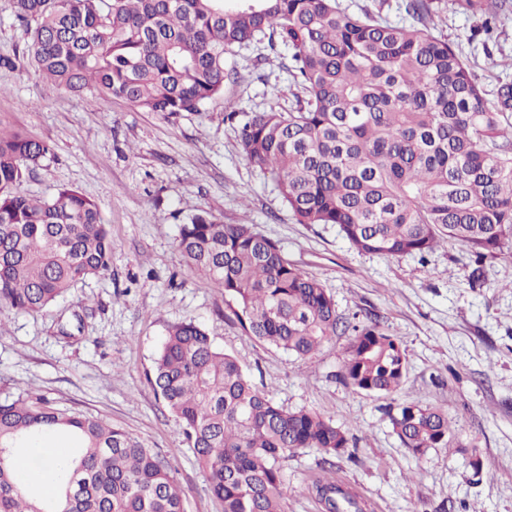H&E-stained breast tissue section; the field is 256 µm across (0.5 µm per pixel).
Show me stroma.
I'll return each mask as SVG.
<instances>
[{"label": "stroma", "instance_id": "1", "mask_svg": "<svg viewBox=\"0 0 512 512\" xmlns=\"http://www.w3.org/2000/svg\"><path fill=\"white\" fill-rule=\"evenodd\" d=\"M476 25L448 11L435 33L468 59L492 101L501 82H512V15H498L488 33ZM28 40L13 0H0V57L13 62L0 67V131L51 148L21 190L48 198L69 186L94 199L112 234V267L46 310L0 313V402L41 397L107 418L167 455L184 512H221L149 382L168 327L192 321L276 404L317 411L356 437L350 457L327 460L306 448L281 460L285 512H326L313 491L319 482L348 491L363 512H512V256L478 266L460 247L424 260L366 254L336 226L296 223L224 120L228 101L246 112L293 106L284 61L267 43L227 55L241 78L205 111L166 116L57 89L29 65ZM198 209L253 225L320 281L344 320L372 318L397 336L409 360L402 387L385 397L346 385V337L299 358L247 334L232 303L176 249L179 224ZM404 401L446 410L460 449L404 448L387 416ZM471 448L481 470L468 464Z\"/></svg>", "mask_w": 512, "mask_h": 512}]
</instances>
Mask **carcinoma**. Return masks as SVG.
I'll use <instances>...</instances> for the list:
<instances>
[{
    "label": "carcinoma",
    "instance_id": "carcinoma-1",
    "mask_svg": "<svg viewBox=\"0 0 512 512\" xmlns=\"http://www.w3.org/2000/svg\"><path fill=\"white\" fill-rule=\"evenodd\" d=\"M490 19L512 0H406V24L338 0H14L29 26V63L55 87L143 112H201L223 96L224 55L266 38L288 51L296 107L225 110L250 165L270 174L299 224H334L360 252L387 257L466 249L474 262L512 249V84L490 103L469 61L433 34L439 11ZM49 147L0 135V308L43 311L111 270L112 237L97 202L61 187L20 191ZM177 248L235 304L250 335L307 357L348 337L342 378L389 395L408 375L397 337L378 322L346 323L333 297L250 224L198 210ZM150 384L182 426L223 512H285L280 459L304 448L345 454L352 436L321 414L288 410L194 322L169 327ZM388 416L418 454L452 443L448 413L402 402ZM67 437L54 455L58 494L40 491V457L22 476V451ZM0 512H184L164 456L101 417L44 400L0 403ZM328 512L360 510L333 484Z\"/></svg>",
    "mask_w": 512,
    "mask_h": 512
}]
</instances>
